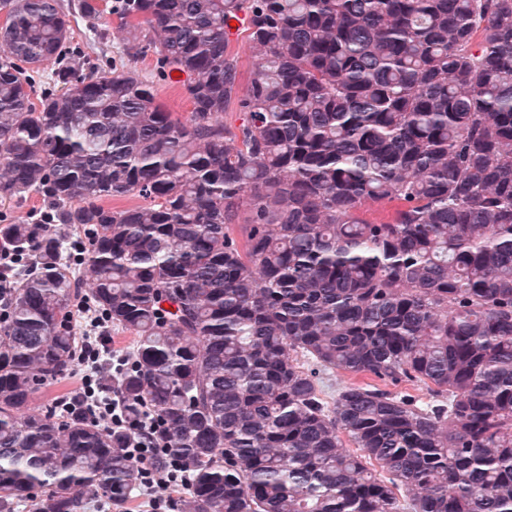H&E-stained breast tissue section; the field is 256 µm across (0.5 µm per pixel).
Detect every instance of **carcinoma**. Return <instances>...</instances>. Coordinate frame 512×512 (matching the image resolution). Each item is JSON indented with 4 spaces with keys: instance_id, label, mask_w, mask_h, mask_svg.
Here are the masks:
<instances>
[{
    "instance_id": "1",
    "label": "carcinoma",
    "mask_w": 512,
    "mask_h": 512,
    "mask_svg": "<svg viewBox=\"0 0 512 512\" xmlns=\"http://www.w3.org/2000/svg\"><path fill=\"white\" fill-rule=\"evenodd\" d=\"M107 9L128 57L186 76V117L131 68L83 72L91 0H0V202L43 204L0 213V512L140 494L132 432L64 411L78 392L34 406L79 303L133 338L103 383L187 470L175 512H512V0ZM42 207L41 201L37 196H30L26 200L15 202L12 204L6 203L0 205V212L7 211L12 215L13 219L17 222H28L30 217L39 211Z\"/></svg>"
}]
</instances>
